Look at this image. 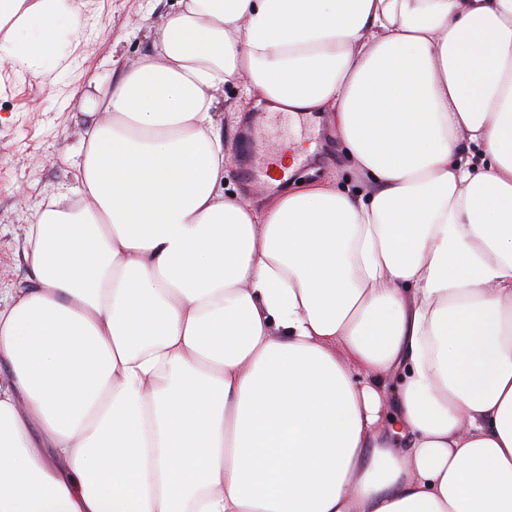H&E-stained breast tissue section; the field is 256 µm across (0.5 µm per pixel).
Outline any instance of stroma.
Segmentation results:
<instances>
[{
	"label": "stroma",
	"instance_id": "1",
	"mask_svg": "<svg viewBox=\"0 0 512 512\" xmlns=\"http://www.w3.org/2000/svg\"><path fill=\"white\" fill-rule=\"evenodd\" d=\"M177 0H71L52 54L43 67L56 77L42 80L26 64L0 68V280H23L29 224L51 198L76 185L78 149L85 127L75 114L86 93L106 86L113 73L147 52L154 27ZM217 118L224 128L228 192L256 203L267 196L263 184L244 186L236 176L242 133L254 130L261 152L277 144H300L294 178L338 174L340 183L360 187L328 112L307 115L265 108L247 112L241 122L229 111L241 100L239 87L218 89Z\"/></svg>",
	"mask_w": 512,
	"mask_h": 512
}]
</instances>
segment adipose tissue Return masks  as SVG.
Listing matches in <instances>:
<instances>
[{"instance_id": "adipose-tissue-1", "label": "adipose tissue", "mask_w": 512, "mask_h": 512, "mask_svg": "<svg viewBox=\"0 0 512 512\" xmlns=\"http://www.w3.org/2000/svg\"><path fill=\"white\" fill-rule=\"evenodd\" d=\"M69 10L0 0V65ZM222 85L365 190L227 194ZM81 110L0 285V512H512V0H178Z\"/></svg>"}]
</instances>
